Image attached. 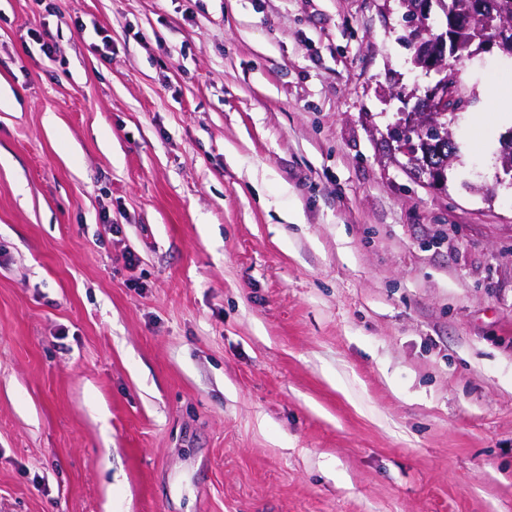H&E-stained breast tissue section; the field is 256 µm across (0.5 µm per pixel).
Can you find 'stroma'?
<instances>
[{"label": "stroma", "instance_id": "stroma-1", "mask_svg": "<svg viewBox=\"0 0 512 512\" xmlns=\"http://www.w3.org/2000/svg\"><path fill=\"white\" fill-rule=\"evenodd\" d=\"M403 12L0 0V512H512V65L430 186ZM395 150L405 160L404 163H400L404 168H419L428 174L432 183L438 182L435 173L428 169L426 162L419 154L418 147L413 143L412 138L402 139Z\"/></svg>", "mask_w": 512, "mask_h": 512}]
</instances>
